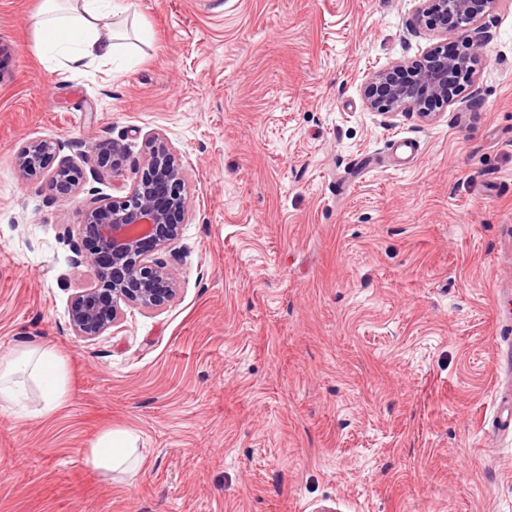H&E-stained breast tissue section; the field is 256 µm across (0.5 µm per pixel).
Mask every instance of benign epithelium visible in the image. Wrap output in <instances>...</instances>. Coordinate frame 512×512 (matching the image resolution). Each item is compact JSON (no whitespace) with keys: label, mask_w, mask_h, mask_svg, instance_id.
Wrapping results in <instances>:
<instances>
[{"label":"benign epithelium","mask_w":512,"mask_h":512,"mask_svg":"<svg viewBox=\"0 0 512 512\" xmlns=\"http://www.w3.org/2000/svg\"><path fill=\"white\" fill-rule=\"evenodd\" d=\"M498 0H419V22L439 25L446 33L468 29L484 17ZM478 54L454 52L448 44L433 46L426 61L411 69L397 64L376 71L366 82L369 107L383 114L413 108L430 121L435 109L449 105L455 93L474 71ZM66 147L61 141L42 140L20 147V176L37 180L44 176L46 161ZM125 145L112 142V155L97 154L94 166L120 171ZM84 178L81 169L64 159L52 172L49 186L75 197ZM188 198L175 156L157 137L147 143L145 167L121 197L98 196L76 206L78 221L66 225L73 242L71 263L93 272L94 280L72 296L69 325L74 336L93 340L117 326L122 306L155 311L175 296L176 280L158 253L181 234Z\"/></svg>","instance_id":"benign-epithelium-1"}]
</instances>
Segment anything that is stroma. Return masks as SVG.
I'll return each mask as SVG.
<instances>
[{"label": "stroma", "instance_id": "obj_1", "mask_svg": "<svg viewBox=\"0 0 512 512\" xmlns=\"http://www.w3.org/2000/svg\"><path fill=\"white\" fill-rule=\"evenodd\" d=\"M41 0H0V355L54 348L68 395L0 412V512H512V436L490 427L512 336V0L455 34L413 0H124V61L37 49ZM481 42L433 121L371 111L375 71ZM162 136L183 169L163 309L72 335L71 200L22 180L18 149L68 142L90 171ZM405 139L417 150L397 159ZM139 437L136 472L84 455ZM124 155L125 145L118 141H112V158L111 155L97 154L93 158V163L96 168L110 170L112 174L118 173L122 167ZM138 437L127 431L106 430L87 449L85 463L94 471L112 476L125 471L136 451Z\"/></svg>", "mask_w": 512, "mask_h": 512}]
</instances>
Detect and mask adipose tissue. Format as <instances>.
Returning <instances> with one entry per match:
<instances>
[{"label": "adipose tissue", "mask_w": 512, "mask_h": 512, "mask_svg": "<svg viewBox=\"0 0 512 512\" xmlns=\"http://www.w3.org/2000/svg\"><path fill=\"white\" fill-rule=\"evenodd\" d=\"M118 0H42L35 39L41 50L60 56L80 70L90 62H112L119 53L109 29ZM66 395L63 359L49 346H35L0 357V410L21 416L48 412ZM137 438L126 431L102 432L85 454V463L104 475L126 470Z\"/></svg>", "instance_id": "obj_1"}]
</instances>
